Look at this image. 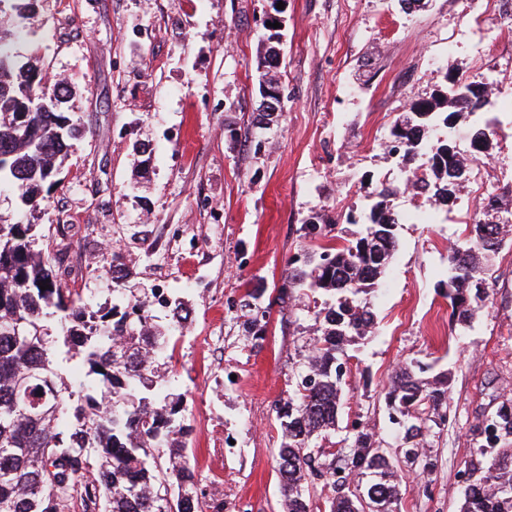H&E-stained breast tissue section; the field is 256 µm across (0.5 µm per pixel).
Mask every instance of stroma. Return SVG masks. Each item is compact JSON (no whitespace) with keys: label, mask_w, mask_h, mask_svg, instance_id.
Wrapping results in <instances>:
<instances>
[{"label":"stroma","mask_w":512,"mask_h":512,"mask_svg":"<svg viewBox=\"0 0 512 512\" xmlns=\"http://www.w3.org/2000/svg\"><path fill=\"white\" fill-rule=\"evenodd\" d=\"M468 2L424 0L407 12L396 0H283V104L265 129L253 122L273 0H35L21 18L0 6V33L27 32L19 61L66 79L62 108L85 129L31 217L54 268L102 301L116 256L129 287L192 311L167 352L207 512H278L276 407L315 321L308 298L274 304L275 286L307 248L310 219L363 232L336 217L383 184L398 189L392 212L432 209L426 196L400 192L402 167L385 143L393 122L447 81H475L462 36ZM492 141L491 180L512 186V112L497 113ZM481 207L461 196L447 221L399 224L398 252L372 298L376 329L346 348L336 443L366 426L400 459L390 376L411 362L449 379L447 418L427 433L424 464L401 466L396 512H459L461 472L483 471L492 457L483 423L512 403V240L469 323L450 321L438 286L465 238L458 217ZM249 290L258 298L248 308Z\"/></svg>","instance_id":"1"}]
</instances>
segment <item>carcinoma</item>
Returning <instances> with one entry per match:
<instances>
[{
    "mask_svg": "<svg viewBox=\"0 0 512 512\" xmlns=\"http://www.w3.org/2000/svg\"><path fill=\"white\" fill-rule=\"evenodd\" d=\"M69 88L47 87L18 65L12 41L0 37V187L36 208L42 192L57 185L56 161L66 156L76 132L73 120L55 109ZM487 97L472 100L449 91L420 105L390 131L401 159L427 149L426 176L417 192L443 211L467 180L462 152L450 151L455 113L472 114ZM449 104L456 112H442ZM473 153H488L490 125L474 128ZM382 189L365 217V233L340 246L322 243L326 224L303 225L321 240L289 263L279 297H324L315 313L309 355L288 376L292 390L277 410L281 438L275 455L280 512H312L322 499L329 512H393L400 496L395 464L375 434L355 430L349 453L331 461L318 486L317 440L336 432L341 410L340 358L345 347L375 328L369 297L398 251L399 220ZM482 206L485 215L512 210L506 196ZM470 246L448 254L444 285L451 320L466 324L480 298L488 258L512 234L511 224L478 220L466 225ZM127 274L112 277L114 301L93 305L58 276L49 250L39 247L37 225L0 219V512H68L80 498L81 512H204L182 419L184 395L162 369L170 336L153 321L148 297L125 288ZM49 285L46 290L42 284ZM87 368L73 385L72 366ZM387 406L404 428V458L421 456L420 441L432 418L446 417L448 378L417 376L412 364L391 376ZM484 431L512 435V405L503 404ZM459 512H512V447L500 448L482 475L466 478Z\"/></svg>",
    "mask_w": 512,
    "mask_h": 512,
    "instance_id": "1",
    "label": "carcinoma"
}]
</instances>
